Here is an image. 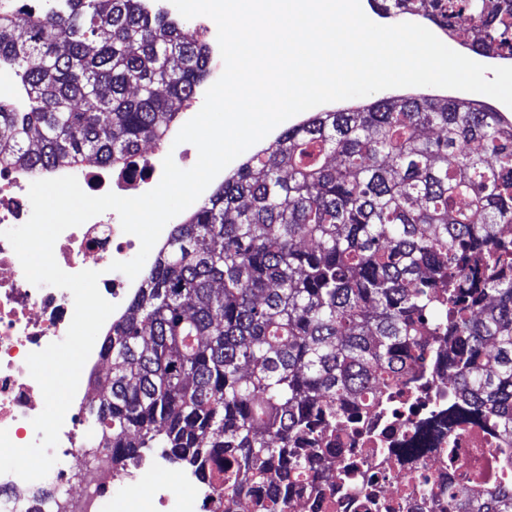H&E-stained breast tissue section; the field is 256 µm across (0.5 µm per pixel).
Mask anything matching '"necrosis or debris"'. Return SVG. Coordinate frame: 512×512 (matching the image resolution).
Segmentation results:
<instances>
[{
	"label": "necrosis or debris",
	"instance_id": "obj_1",
	"mask_svg": "<svg viewBox=\"0 0 512 512\" xmlns=\"http://www.w3.org/2000/svg\"><path fill=\"white\" fill-rule=\"evenodd\" d=\"M82 190L92 196L114 192L135 197L154 188L159 176L142 164L112 170L94 167L78 175ZM30 173L0 170V429L19 446L34 442L32 419L43 409L42 392L26 365L29 353L64 339L74 312L72 294L50 285L30 284L4 230L24 224L31 215L28 197ZM139 239L124 233L116 212L97 215L80 226L65 230L54 254L60 268L70 274L89 269L99 272L101 295L116 306L113 319L126 317L138 294L141 279H129L111 270L113 261L133 259ZM432 379L439 396L419 397L407 410L384 412L367 409L359 433L337 432L336 446L346 463L347 485L343 493L327 499L323 512H366L368 495L381 501V512H443L439 502L423 499L411 487L421 474L435 486L461 484L473 461L470 450L483 433L468 427L456 436L455 458L437 449L419 458L402 455L413 435L414 424L426 413L448 407V370L435 361ZM92 386L81 378L55 449L57 463L41 480L26 482L14 474H0V512H103L112 496L116 478L112 472V448L89 430L87 411ZM193 479L185 473L162 486L144 491L142 512H201L206 489L187 495Z\"/></svg>",
	"mask_w": 512,
	"mask_h": 512
}]
</instances>
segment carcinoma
<instances>
[{"instance_id": "obj_1", "label": "carcinoma", "mask_w": 512, "mask_h": 512, "mask_svg": "<svg viewBox=\"0 0 512 512\" xmlns=\"http://www.w3.org/2000/svg\"><path fill=\"white\" fill-rule=\"evenodd\" d=\"M0 9V168L128 167L162 147L209 73L207 45L143 0ZM512 56V0H368ZM512 117L473 99L386 95L313 112L249 156L156 253L106 335L90 426L112 468L142 450L192 469L213 512H288L301 475L336 476L321 440L448 344L453 441L488 428L448 512H512Z\"/></svg>"}]
</instances>
